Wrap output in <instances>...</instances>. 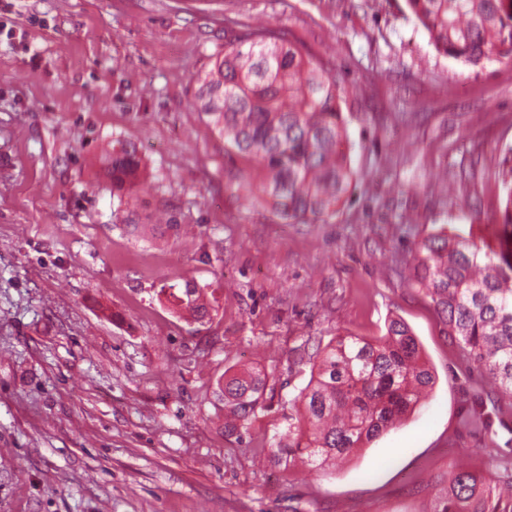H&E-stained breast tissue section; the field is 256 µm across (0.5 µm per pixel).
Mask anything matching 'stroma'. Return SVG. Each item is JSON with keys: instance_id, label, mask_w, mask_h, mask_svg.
<instances>
[{"instance_id": "1", "label": "stroma", "mask_w": 512, "mask_h": 512, "mask_svg": "<svg viewBox=\"0 0 512 512\" xmlns=\"http://www.w3.org/2000/svg\"><path fill=\"white\" fill-rule=\"evenodd\" d=\"M228 17L336 68L358 181L328 222L284 224L229 190L249 166L192 83ZM116 139L145 164L122 197L100 161ZM510 146L512 60L438 52L404 0H0V512H431L457 463L497 478L512 399L409 265L442 224L498 246L483 158ZM188 280L215 298L207 323L170 301ZM394 317L432 389L340 468L275 463L326 345ZM256 364L265 406L225 435L218 383Z\"/></svg>"}]
</instances>
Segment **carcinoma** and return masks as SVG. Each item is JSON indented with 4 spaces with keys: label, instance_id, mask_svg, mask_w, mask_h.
<instances>
[{
    "label": "carcinoma",
    "instance_id": "1",
    "mask_svg": "<svg viewBox=\"0 0 512 512\" xmlns=\"http://www.w3.org/2000/svg\"><path fill=\"white\" fill-rule=\"evenodd\" d=\"M434 47L477 66L512 59V0H405ZM228 48L192 78L198 111L227 151L254 164L236 192L284 224H313L349 204L357 175L343 150V88L333 69L274 27L225 30ZM105 175L112 192L135 188L142 159L136 144L115 140ZM495 174L505 191L499 224L512 235V148ZM413 282L430 297L448 335L502 393L512 396V250L479 245L444 227L417 244ZM192 320L210 317L203 289L186 283L176 297ZM434 377L411 328L393 318L374 340L340 336L328 344L309 383L291 405L288 446L272 449L313 466L343 460L416 406ZM267 376L244 371L224 379V432L241 433L264 407ZM433 512H512V459L496 483L459 469Z\"/></svg>",
    "mask_w": 512,
    "mask_h": 512
}]
</instances>
